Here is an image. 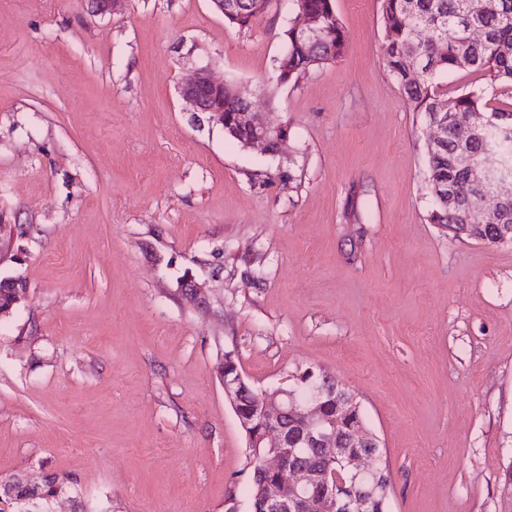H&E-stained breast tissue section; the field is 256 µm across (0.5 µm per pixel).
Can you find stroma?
<instances>
[{"mask_svg":"<svg viewBox=\"0 0 512 512\" xmlns=\"http://www.w3.org/2000/svg\"><path fill=\"white\" fill-rule=\"evenodd\" d=\"M380 5L334 0L345 54L282 82L293 0L245 31L211 0H0V277L27 288L0 320V480L69 474L56 512H250L232 351L258 389H349L388 512H512V244L430 223ZM201 68L281 151L188 111Z\"/></svg>","mask_w":512,"mask_h":512,"instance_id":"stroma-1","label":"stroma"}]
</instances>
